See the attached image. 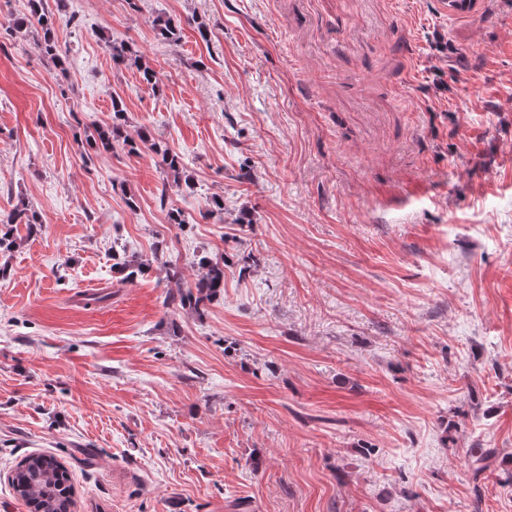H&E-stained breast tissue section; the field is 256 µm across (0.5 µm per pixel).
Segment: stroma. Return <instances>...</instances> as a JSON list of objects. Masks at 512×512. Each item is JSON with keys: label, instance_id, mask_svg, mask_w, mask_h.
Segmentation results:
<instances>
[{"label": "stroma", "instance_id": "1", "mask_svg": "<svg viewBox=\"0 0 512 512\" xmlns=\"http://www.w3.org/2000/svg\"><path fill=\"white\" fill-rule=\"evenodd\" d=\"M45 6L62 70L0 0V215L41 221L0 249V512L29 453L74 512H512V0ZM116 97L154 146L87 147ZM204 254L223 294L167 304ZM107 48L112 54V59L118 64L134 65L139 71L143 83L150 88H154L159 83L158 72L147 63L141 60L131 47L125 43H116L108 40Z\"/></svg>", "mask_w": 512, "mask_h": 512}]
</instances>
